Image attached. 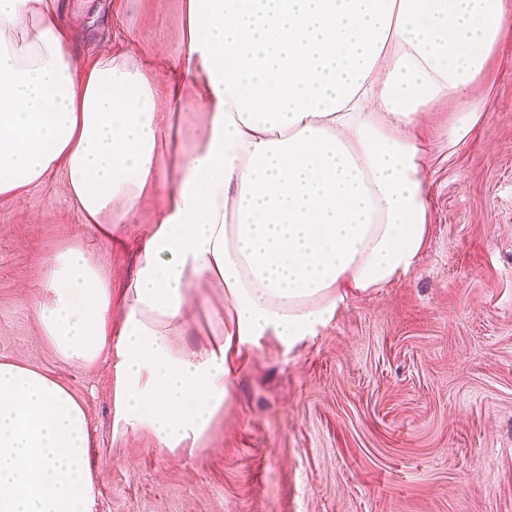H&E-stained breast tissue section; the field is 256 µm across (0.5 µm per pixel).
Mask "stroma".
Instances as JSON below:
<instances>
[{
    "instance_id": "stroma-1",
    "label": "stroma",
    "mask_w": 512,
    "mask_h": 512,
    "mask_svg": "<svg viewBox=\"0 0 512 512\" xmlns=\"http://www.w3.org/2000/svg\"><path fill=\"white\" fill-rule=\"evenodd\" d=\"M82 59L118 50L174 60L180 0H56ZM477 98L423 120L434 150L429 246L402 283L353 299L306 347L249 351L229 403L193 452L112 426L105 362L76 366L34 312L47 260L82 245L126 284L143 208L125 246L98 237L63 173L0 198V359L82 398L95 436L96 512H512V0ZM485 119L449 152L455 113ZM195 316L174 341L206 347L224 290L193 285Z\"/></svg>"
}]
</instances>
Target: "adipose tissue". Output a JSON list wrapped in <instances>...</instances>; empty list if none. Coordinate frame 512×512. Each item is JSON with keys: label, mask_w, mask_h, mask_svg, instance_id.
<instances>
[{"label": "adipose tissue", "mask_w": 512, "mask_h": 512, "mask_svg": "<svg viewBox=\"0 0 512 512\" xmlns=\"http://www.w3.org/2000/svg\"><path fill=\"white\" fill-rule=\"evenodd\" d=\"M184 54L81 62L55 0H0V196L64 170L84 223L118 241L144 205L120 308L81 246L50 256L43 336L75 365L107 361L114 421L198 448L247 349L291 351L354 298L414 271L433 171L421 113L473 98L503 0H183ZM203 113L184 141L177 117ZM170 163L160 166V151ZM224 287V330L198 352L173 332L191 285ZM84 401L0 360V512H95Z\"/></svg>", "instance_id": "obj_1"}]
</instances>
